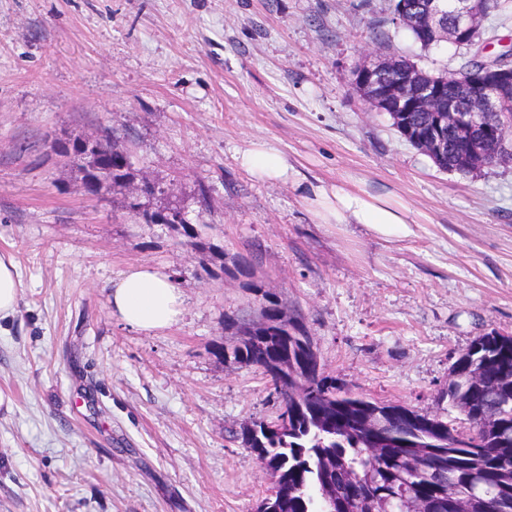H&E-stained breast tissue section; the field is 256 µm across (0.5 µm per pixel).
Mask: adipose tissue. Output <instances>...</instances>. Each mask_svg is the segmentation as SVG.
<instances>
[{"label": "adipose tissue", "mask_w": 512, "mask_h": 512, "mask_svg": "<svg viewBox=\"0 0 512 512\" xmlns=\"http://www.w3.org/2000/svg\"><path fill=\"white\" fill-rule=\"evenodd\" d=\"M237 161L263 181L288 177L287 159L261 143L239 151ZM306 202L314 218L322 224H361L389 241L404 239L411 233L412 211L407 204L356 191L341 183L314 187ZM111 301L125 323L143 331L167 328L181 313L173 280L164 273L147 269L123 273L112 285Z\"/></svg>", "instance_id": "ef3b65f1"}]
</instances>
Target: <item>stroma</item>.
I'll use <instances>...</instances> for the list:
<instances>
[{
	"instance_id": "stroma-1",
	"label": "stroma",
	"mask_w": 512,
	"mask_h": 512,
	"mask_svg": "<svg viewBox=\"0 0 512 512\" xmlns=\"http://www.w3.org/2000/svg\"><path fill=\"white\" fill-rule=\"evenodd\" d=\"M389 0H0V252L21 287L0 320V512H252L272 479L241 441L277 416L224 318L250 289L301 314L327 375L376 401L447 415L478 336L512 335V161L439 170L352 85L366 51L452 72ZM107 137L129 181L90 196L67 155ZM285 155L254 178L238 151ZM159 186L140 191L142 181ZM391 194L412 233L321 224L304 198ZM180 208L182 224H143ZM171 276L182 313L141 331L115 313L123 272ZM238 164L252 176L263 181H278L288 178L287 159L277 150L262 143L237 153Z\"/></svg>"
}]
</instances>
